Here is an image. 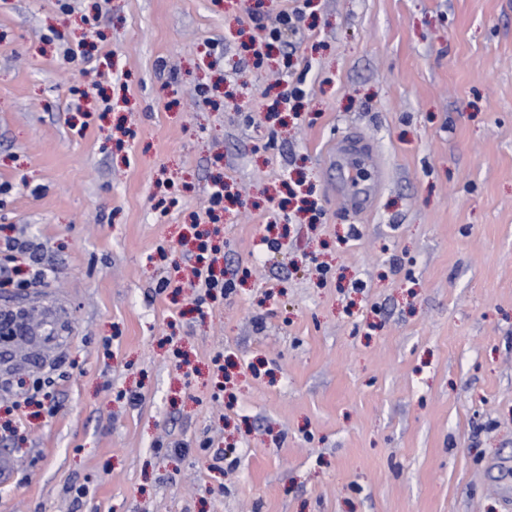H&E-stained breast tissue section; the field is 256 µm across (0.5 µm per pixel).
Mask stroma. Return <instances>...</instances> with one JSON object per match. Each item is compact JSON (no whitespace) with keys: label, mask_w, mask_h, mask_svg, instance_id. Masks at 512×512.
<instances>
[{"label":"stroma","mask_w":512,"mask_h":512,"mask_svg":"<svg viewBox=\"0 0 512 512\" xmlns=\"http://www.w3.org/2000/svg\"><path fill=\"white\" fill-rule=\"evenodd\" d=\"M14 240L67 327L0 375V512H512V0H0ZM331 161L336 167L347 168V182L351 187L369 183L371 188L363 193H350L346 201L359 212L370 210L386 181V170L357 135L347 136L331 147ZM206 259L203 254H198L195 256V262L189 265L195 282H197L199 288H207L206 293L209 295L218 290L224 293L228 288H231L230 283L224 282L223 277L219 278L215 275L212 263H207Z\"/></svg>","instance_id":"1"}]
</instances>
